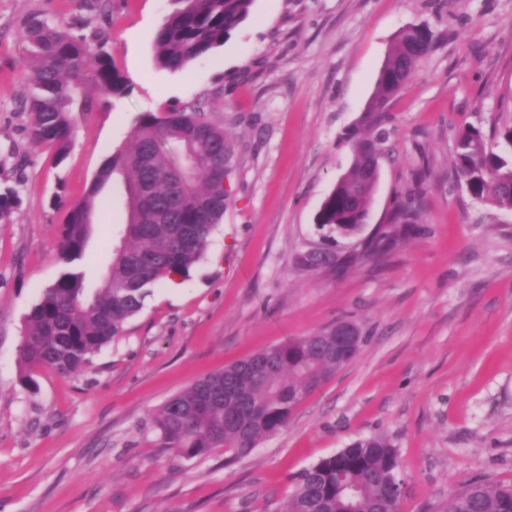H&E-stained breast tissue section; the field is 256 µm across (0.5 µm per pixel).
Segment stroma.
<instances>
[{"label": "stroma", "instance_id": "stroma-1", "mask_svg": "<svg viewBox=\"0 0 512 512\" xmlns=\"http://www.w3.org/2000/svg\"><path fill=\"white\" fill-rule=\"evenodd\" d=\"M173 0H113L85 30L108 36L131 92L79 124L63 162L30 143L17 33L33 15L77 22L74 0H0V512H278L298 474L352 441L387 436L406 489L400 512H435L476 480L512 483V211L456 185L455 135L512 126V0H254L224 46L170 72L154 39ZM438 39L387 107L388 152L363 237L387 230L426 174L421 235L343 277L296 266L323 243L316 215L352 162L397 33ZM205 103L237 141L235 202L176 298L152 287L121 336L81 373L22 376L27 317L63 265L57 231L137 114ZM85 254L106 269L125 221L106 189ZM356 322L364 344L288 424L247 456L163 447L155 411L225 365Z\"/></svg>", "mask_w": 512, "mask_h": 512}]
</instances>
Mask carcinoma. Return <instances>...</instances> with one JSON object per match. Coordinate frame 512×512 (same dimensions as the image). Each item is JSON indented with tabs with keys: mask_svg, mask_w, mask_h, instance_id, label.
I'll return each mask as SVG.
<instances>
[{
	"mask_svg": "<svg viewBox=\"0 0 512 512\" xmlns=\"http://www.w3.org/2000/svg\"><path fill=\"white\" fill-rule=\"evenodd\" d=\"M177 8L157 29L154 60L177 72L224 46L247 19L254 0H173ZM437 34L425 23L400 31L381 66L365 109L366 131L354 133L353 159L326 196L316 224L323 239L353 237L365 223L377 187L371 169L389 139L385 108L431 51ZM22 70L29 83L24 105L27 133L38 147L55 149L64 161L79 119L130 93L116 68L109 39L77 36L58 19L32 17L18 31ZM455 167L462 187L475 200L512 210V157L495 150L480 128H461ZM236 145L206 117L201 106H172L135 118L131 147L108 157L85 198L70 210L58 233L59 277L43 289L29 315L20 351L27 369L49 367L62 374L83 371L103 345L121 335L151 287L172 274L185 276L203 257L211 228L233 202ZM120 179L126 192V222L98 287L79 267L103 189ZM149 186L155 201L170 208L175 223L142 203ZM17 196L0 193V220L11 216ZM419 200L411 197L392 215V230L358 243L360 255L378 258L419 231ZM154 258L140 279L130 278V260ZM355 255L336 256L318 248L301 252L297 263L344 275ZM353 359L336 357V327L300 336L224 366L168 399L154 416L164 447L195 457L217 448L232 459L248 455L260 439L279 431L297 406L323 381ZM402 464L385 436L360 437L303 470L281 512H400ZM437 512H512V484L480 481L448 495Z\"/></svg>",
	"mask_w": 512,
	"mask_h": 512,
	"instance_id": "cac0c4a2",
	"label": "carcinoma"
}]
</instances>
